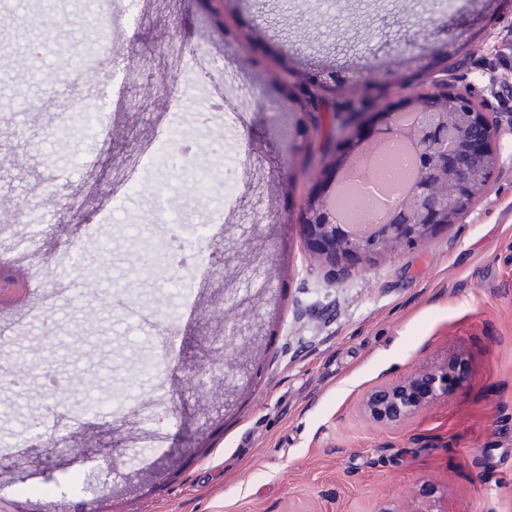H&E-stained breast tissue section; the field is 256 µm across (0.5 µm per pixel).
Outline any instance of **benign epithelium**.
<instances>
[{
  "label": "benign epithelium",
  "instance_id": "obj_1",
  "mask_svg": "<svg viewBox=\"0 0 512 512\" xmlns=\"http://www.w3.org/2000/svg\"><path fill=\"white\" fill-rule=\"evenodd\" d=\"M378 68L327 66L309 83L292 85V97L306 103L307 112L320 110L321 92L336 87V77L347 85L372 86ZM458 91L436 90L405 97L384 112H338L336 132L327 153L324 178L309 189L299 227L310 250L340 264L364 265L396 252L403 246H423L443 227L455 224L485 194L490 173L498 165L502 134L484 112H471V122L459 121ZM413 112L417 123L397 128L401 112ZM400 135L415 145L424 158L417 167L412 194L400 202L385 229L365 239H354L346 225L336 223L330 189L339 173L369 138ZM455 362L431 364L412 371L394 383L374 387L363 400L364 412L374 421L397 427L429 407L448 392V377Z\"/></svg>",
  "mask_w": 512,
  "mask_h": 512
}]
</instances>
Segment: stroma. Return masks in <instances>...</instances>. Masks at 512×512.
Listing matches in <instances>:
<instances>
[{"mask_svg":"<svg viewBox=\"0 0 512 512\" xmlns=\"http://www.w3.org/2000/svg\"><path fill=\"white\" fill-rule=\"evenodd\" d=\"M438 3L134 0L118 39L101 0H0V512H399L422 492L512 512V0H456L443 32ZM80 60L91 78L61 81ZM369 60L415 93L472 89L502 158L456 224L361 268L302 237L321 174L285 85ZM174 137L194 169L163 163ZM175 224L204 256L174 279L152 268ZM236 325L245 374L225 370ZM450 359L465 389L394 428L364 415L373 387ZM22 361L66 397L4 381ZM72 432L95 459L60 454Z\"/></svg>","mask_w":512,"mask_h":512,"instance_id":"1","label":"stroma"}]
</instances>
